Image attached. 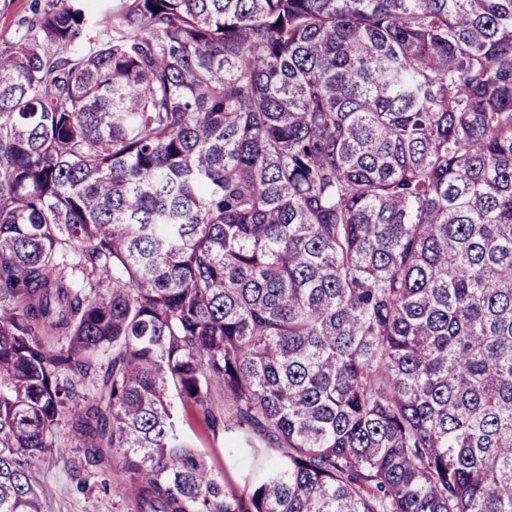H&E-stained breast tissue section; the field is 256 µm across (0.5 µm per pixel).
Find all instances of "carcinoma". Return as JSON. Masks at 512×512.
<instances>
[{"instance_id":"carcinoma-1","label":"carcinoma","mask_w":512,"mask_h":512,"mask_svg":"<svg viewBox=\"0 0 512 512\" xmlns=\"http://www.w3.org/2000/svg\"><path fill=\"white\" fill-rule=\"evenodd\" d=\"M106 2L0 42V512L68 444L119 512H512V0ZM182 432L193 448L203 455L211 475L226 486L243 491L251 487L266 472L274 452L265 450L255 452L241 440L224 437L219 432L214 435L188 408L179 407ZM226 448H234L228 453Z\"/></svg>"}]
</instances>
